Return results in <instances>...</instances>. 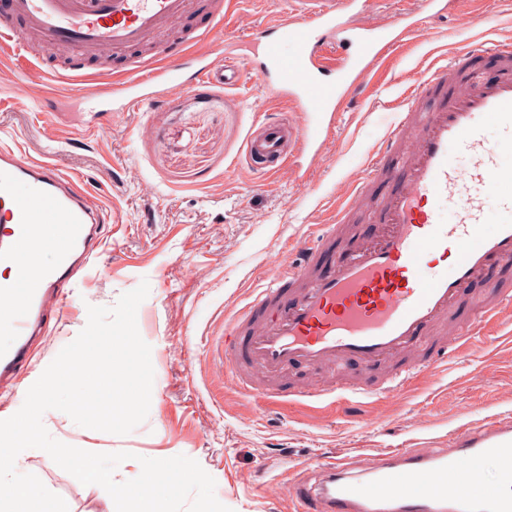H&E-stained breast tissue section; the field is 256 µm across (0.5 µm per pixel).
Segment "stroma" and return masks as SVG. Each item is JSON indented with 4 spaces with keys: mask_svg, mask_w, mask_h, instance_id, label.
<instances>
[{
    "mask_svg": "<svg viewBox=\"0 0 512 512\" xmlns=\"http://www.w3.org/2000/svg\"><path fill=\"white\" fill-rule=\"evenodd\" d=\"M475 8L474 0H457L445 15L422 12L420 30L383 77L343 103L336 137L306 187L286 175L259 184L241 164L248 132L274 110L254 86L196 85L143 112L118 119L100 113L92 128L74 104L47 105L40 86L20 102L11 83L0 84V142L81 176L108 212L103 243L70 309L48 322L17 384H0V420L21 408L27 390L76 338L88 306H113L144 280L150 292L137 326L154 368L146 420L120 436L78 426L57 410L42 417L56 440L129 452L115 482L140 474L139 457L184 455L214 478L215 495L231 512H292L286 493L261 491L283 471L307 474L334 455L354 463L363 451L411 448L512 411V315L399 396L368 404L259 406L237 391L215 352L225 318L286 246L331 220L426 67L444 65L471 44L512 36V0H486L480 21L467 17ZM292 9V0H234L227 26L285 18ZM146 127L151 135H143ZM18 471L36 475L69 512H107L111 504L101 486L80 483L43 450H24Z\"/></svg>",
    "mask_w": 512,
    "mask_h": 512,
    "instance_id": "1",
    "label": "stroma"
}]
</instances>
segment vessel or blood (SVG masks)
<instances>
[{
    "label": "vessel or blood",
    "mask_w": 512,
    "mask_h": 512,
    "mask_svg": "<svg viewBox=\"0 0 512 512\" xmlns=\"http://www.w3.org/2000/svg\"><path fill=\"white\" fill-rule=\"evenodd\" d=\"M283 20L247 28L248 54L218 53L229 0H0V57L13 58L17 98L41 75L27 66L28 46L64 48L60 75L66 99L103 104L113 114L163 101L193 84L242 85L253 78L276 112L248 133L242 162L265 178L308 182L336 135L338 106L362 94L371 78L411 36L418 18L402 9L393 22L355 25L368 0H301ZM207 11L199 34L161 42L166 30ZM142 54L131 57L133 49ZM127 58L115 74L89 71L86 61ZM492 59L496 72L477 68ZM512 129V39L480 43L427 71L399 122L361 165L336 220L300 238L295 260L277 262L225 330V365L239 391L263 405L281 403L278 379L302 365L313 378L297 400L335 404L343 398H392L426 377L448 353L469 350L475 336L512 308V284L492 289L470 318L449 317L491 271L512 264V166L480 129L478 117ZM392 186L366 206L373 187ZM499 220L482 224L488 199ZM456 214L446 223L442 209ZM105 208L81 177L47 160L0 145V379L31 358V339L60 314L102 243ZM364 214L377 232L357 233L348 219ZM337 261L322 269L326 250ZM56 261L41 265L42 252ZM452 256L449 272L430 273L425 258ZM361 375L347 372L349 364ZM494 483L483 479L486 460ZM512 413L450 433L436 445L399 448L360 459L329 458L310 478L277 479L266 492H286L296 512H512Z\"/></svg>",
    "instance_id": "obj_1"
}]
</instances>
